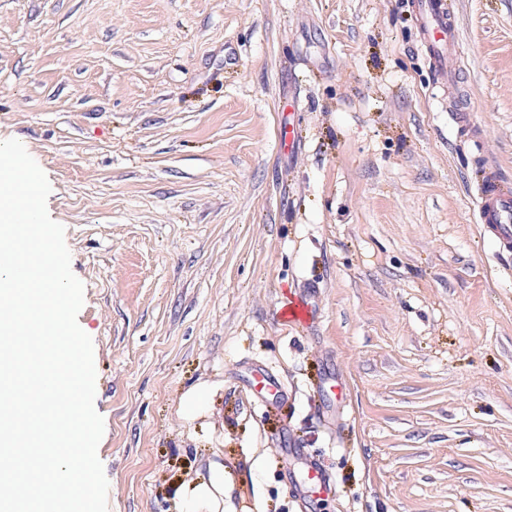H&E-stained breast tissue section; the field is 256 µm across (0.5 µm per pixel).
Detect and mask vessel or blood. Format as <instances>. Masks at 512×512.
<instances>
[{
	"mask_svg": "<svg viewBox=\"0 0 512 512\" xmlns=\"http://www.w3.org/2000/svg\"><path fill=\"white\" fill-rule=\"evenodd\" d=\"M408 6L419 22L422 53L437 73L453 78L455 71L448 62L459 52V34L450 0H409ZM476 219L486 234L495 237L504 248H512V182L492 165L484 167L477 185ZM316 294L315 285H307L281 309V320L291 325L310 323ZM248 386L256 398L268 404L288 397L280 377L264 367L250 370ZM303 482L308 491L319 496L331 490L329 473L311 458L304 463Z\"/></svg>",
	"mask_w": 512,
	"mask_h": 512,
	"instance_id": "obj_1",
	"label": "vessel or blood"
}]
</instances>
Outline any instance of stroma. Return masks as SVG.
I'll return each instance as SVG.
<instances>
[{
    "label": "stroma",
    "mask_w": 512,
    "mask_h": 512,
    "mask_svg": "<svg viewBox=\"0 0 512 512\" xmlns=\"http://www.w3.org/2000/svg\"><path fill=\"white\" fill-rule=\"evenodd\" d=\"M456 24L451 97L408 0H0V141L84 287L108 512H512V252L475 221L482 164L512 179V0ZM306 282L317 322L281 323ZM248 387L256 398L268 404H277L288 399V389L280 377L264 367L250 370ZM303 482L308 491L319 496L327 495L332 489L329 473L313 458L305 460Z\"/></svg>",
    "instance_id": "obj_1"
}]
</instances>
